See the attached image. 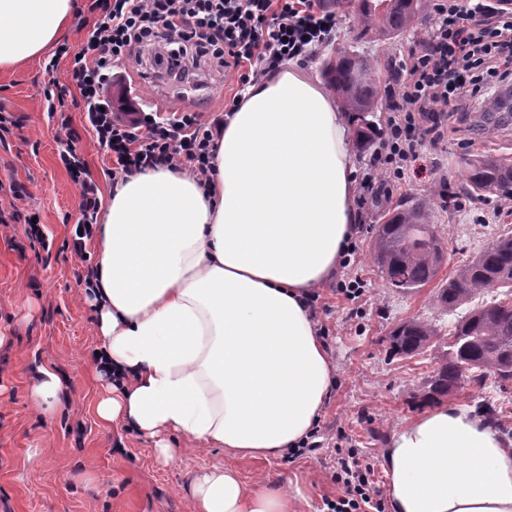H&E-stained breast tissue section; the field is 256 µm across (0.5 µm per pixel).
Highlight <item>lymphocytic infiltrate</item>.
<instances>
[{"label": "lymphocytic infiltrate", "mask_w": 512, "mask_h": 512, "mask_svg": "<svg viewBox=\"0 0 512 512\" xmlns=\"http://www.w3.org/2000/svg\"><path fill=\"white\" fill-rule=\"evenodd\" d=\"M92 19L80 49L60 46L56 60L68 59L66 82L50 80L44 90L48 114L60 111L76 89L85 125L111 158L109 175L119 182L135 173L192 169L201 183L214 170L216 138L223 118L205 119L187 106L171 113L132 108L135 93L113 67L138 69L146 51L165 47L166 69L188 74L201 63L223 70L236 91L225 112H233L246 88L274 75L288 62L306 65L339 36L340 21L322 0H86ZM120 86L124 112L112 110V88ZM512 88V10L491 0H435L433 22L399 64L389 85L390 112L377 148L358 182L357 205L369 210L388 187L406 182L423 145L448 133L449 111L473 100H493ZM59 160L79 191L75 249L93 234L100 208L98 186L75 148ZM333 479L343 492L330 512H386L357 449L337 433Z\"/></svg>", "instance_id": "lymphocytic-infiltrate-1"}]
</instances>
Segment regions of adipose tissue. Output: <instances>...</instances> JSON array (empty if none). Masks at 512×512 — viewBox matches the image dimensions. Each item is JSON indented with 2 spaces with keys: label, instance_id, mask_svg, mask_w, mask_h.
Instances as JSON below:
<instances>
[{
  "label": "adipose tissue",
  "instance_id": "adipose-tissue-1",
  "mask_svg": "<svg viewBox=\"0 0 512 512\" xmlns=\"http://www.w3.org/2000/svg\"><path fill=\"white\" fill-rule=\"evenodd\" d=\"M75 0H0V71L38 58ZM351 117L295 70L248 86L218 138L211 184L159 169L115 185L95 225L99 346L114 381L96 415L156 440L252 458L301 444L332 385L306 296L355 234ZM391 512H512V441L441 405L382 453ZM195 512H293L286 489L193 474Z\"/></svg>",
  "mask_w": 512,
  "mask_h": 512
}]
</instances>
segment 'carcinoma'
Segmentation results:
<instances>
[{
  "mask_svg": "<svg viewBox=\"0 0 512 512\" xmlns=\"http://www.w3.org/2000/svg\"><path fill=\"white\" fill-rule=\"evenodd\" d=\"M427 0H332V6L354 13L363 30L392 36L414 28L424 15ZM374 59L345 47L332 49L322 63V74L342 100L344 110L359 126L364 147L373 143V121L381 104V86ZM465 190L472 196L491 193L512 199V160L485 156L468 163ZM433 199L424 195L385 214L373 257L387 287L415 292L438 274L446 255L443 239L432 224ZM512 292V234H501L476 256L460 265L436 295L439 308L450 313L475 296L497 288ZM438 329L412 319L390 332L391 349L415 354L429 347ZM493 376L500 388L512 386V301L491 300L470 307L448 329V362L442 367L436 390L448 393L467 385L479 387Z\"/></svg>",
  "mask_w": 512,
  "mask_h": 512,
  "instance_id": "carcinoma-1",
  "label": "carcinoma"
}]
</instances>
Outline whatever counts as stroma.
<instances>
[{"label": "stroma", "mask_w": 512, "mask_h": 512, "mask_svg": "<svg viewBox=\"0 0 512 512\" xmlns=\"http://www.w3.org/2000/svg\"><path fill=\"white\" fill-rule=\"evenodd\" d=\"M338 44L377 59L388 75L425 31L428 19L402 35L388 38L363 33L353 17L341 15ZM48 57L0 72V102L14 114L17 128L0 135V512H194L186 486L191 473L221 463L235 469L246 484L287 487L296 512H327L326 500L340 489L332 478L337 430H345L359 458L370 463L380 487L389 479L381 453L394 432L424 410L445 403L499 414L502 433L512 439V394L495 381L484 389L437 393L433 381L447 362L451 315L434 305L442 283L457 266L492 239L512 233V203L493 195L465 193L468 160L512 157V125L490 126L472 135L457 125L447 138L421 149L416 173L383 195L370 213L360 215V262L356 272L365 285L359 315L334 292V280L318 291L328 310L317 321L330 330L326 350L334 378L320 413L322 448L287 462L253 459L223 448L186 443L170 464L156 457L155 441L100 423L95 406L101 393L92 373V351L99 344L98 314L86 294L85 276L95 263V248L73 249L79 197L59 154L75 146L101 193H108L112 163L83 126L73 99L63 112L68 128L49 119L43 91L51 78H64L67 61L48 74ZM143 103L171 112L184 106L183 84L131 73ZM27 191L12 202L10 183ZM424 194L435 198L432 221L444 238L448 260L436 278L412 294L386 288L373 261V243L384 214L399 202ZM37 217L31 233L29 217ZM436 325L439 334L422 353L390 354L388 334L408 319ZM64 378L62 404L52 414L34 411L29 383L38 366Z\"/></svg>", "instance_id": "stroma-1"}]
</instances>
